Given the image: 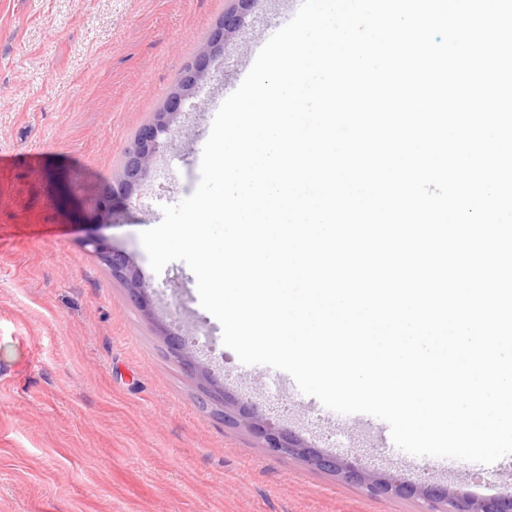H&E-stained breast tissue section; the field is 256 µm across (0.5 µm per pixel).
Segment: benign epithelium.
<instances>
[{
  "label": "benign epithelium",
  "mask_w": 512,
  "mask_h": 512,
  "mask_svg": "<svg viewBox=\"0 0 512 512\" xmlns=\"http://www.w3.org/2000/svg\"><path fill=\"white\" fill-rule=\"evenodd\" d=\"M233 5L224 11V17L213 30L208 50L195 57L186 67L180 86L175 88L155 117L142 124L131 147L126 152L125 164L119 176L112 181L109 194L114 200L127 201L141 186L150 164L161 147V137L172 131V126L184 112L185 103L193 98L206 80L211 61L224 49V44L238 37L255 0H232ZM85 246L112 270V276L125 281L128 289L143 308H148V286L141 279L133 260L116 250L101 235L86 239ZM161 335L171 337L170 353L178 362L204 377L207 366L195 361L185 340L174 335L164 324H157ZM209 397L224 404V417L233 422L242 421L271 454L281 457L301 456L315 468L336 475L359 485L376 497H389L409 493L429 500L448 504V512H512V496L476 498L458 488L431 485L417 487L403 481L388 471L363 470L335 454H326L307 444L299 436L277 426L263 417L259 410L245 402L230 399L217 384L208 386Z\"/></svg>",
  "instance_id": "obj_1"
}]
</instances>
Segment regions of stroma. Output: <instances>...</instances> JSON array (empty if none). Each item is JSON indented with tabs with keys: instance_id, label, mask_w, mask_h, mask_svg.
<instances>
[{
	"instance_id": "1",
	"label": "stroma",
	"mask_w": 512,
	"mask_h": 512,
	"mask_svg": "<svg viewBox=\"0 0 512 512\" xmlns=\"http://www.w3.org/2000/svg\"><path fill=\"white\" fill-rule=\"evenodd\" d=\"M229 0H0V512H443L262 448L205 405L157 322L186 336L232 398L321 450L414 484L512 494V456H414L386 422L325 408L288 373L245 365L181 261L154 273L140 241L192 194L223 101L292 0H255L187 101L138 193L107 199L138 128L174 90ZM107 237L149 285L151 315L85 239Z\"/></svg>"
}]
</instances>
